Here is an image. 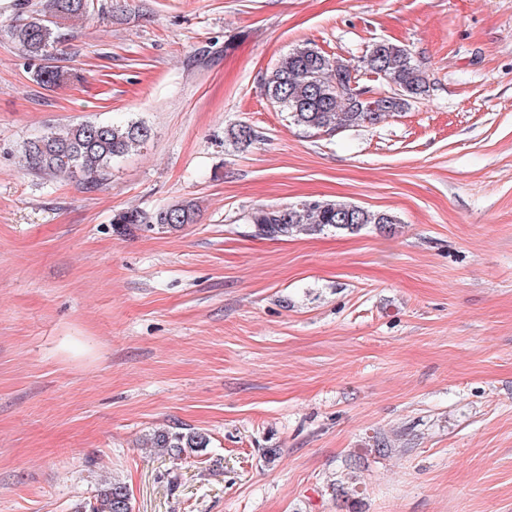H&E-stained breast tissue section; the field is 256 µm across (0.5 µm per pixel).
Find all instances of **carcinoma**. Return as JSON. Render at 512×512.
Segmentation results:
<instances>
[{"mask_svg":"<svg viewBox=\"0 0 512 512\" xmlns=\"http://www.w3.org/2000/svg\"><path fill=\"white\" fill-rule=\"evenodd\" d=\"M90 0H45L25 23L10 31L21 53L34 63V78L55 86L77 75L43 64L50 49L59 42V30L66 22L83 20ZM362 68L377 76L383 91L371 102L341 90L350 81L348 62L334 58L317 46L306 43L282 57L264 77V90L272 103L287 112L293 123L306 130L331 133L341 128L375 125L387 116L399 114L426 92L424 72L414 63L409 49L389 41L372 46L362 60ZM236 145H248L257 135L250 126L239 124L227 131ZM151 130L142 122L98 123L87 121L66 130L50 129L26 141L23 155L28 167L47 175H66L99 186L106 169L145 143ZM199 206L185 199L161 208L147 217L137 211H121L114 224H141L146 227L179 230L197 222ZM245 223L257 237L281 239L325 232L354 233L374 224L380 228L396 223L395 216L375 212L351 203L309 199L283 208H256L244 215ZM145 444L173 457L207 447V438L195 431H157ZM90 512H132L131 494L126 485L113 481L101 486Z\"/></svg>","mask_w":512,"mask_h":512,"instance_id":"carcinoma-1","label":"carcinoma"}]
</instances>
